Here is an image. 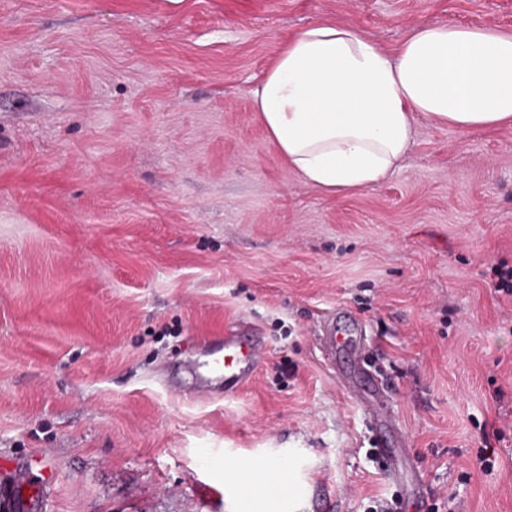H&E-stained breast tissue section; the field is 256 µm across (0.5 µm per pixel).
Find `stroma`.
I'll list each match as a JSON object with an SVG mask.
<instances>
[{
    "instance_id": "obj_1",
    "label": "stroma",
    "mask_w": 512,
    "mask_h": 512,
    "mask_svg": "<svg viewBox=\"0 0 512 512\" xmlns=\"http://www.w3.org/2000/svg\"><path fill=\"white\" fill-rule=\"evenodd\" d=\"M320 18L391 49L512 31V0H0V483L54 469L39 512H289L240 497L287 456L302 512H512V297L487 274L512 262V127L422 119L381 185L304 184L250 91ZM340 309L423 496L319 339ZM232 331L265 363L228 393L193 367ZM378 437L380 451L389 461L388 477L393 482L401 485L403 490H407L408 487L411 491H418L419 479L412 477L409 481L402 465L401 450L405 446L404 439L397 437L396 440L383 441L379 434Z\"/></svg>"
}]
</instances>
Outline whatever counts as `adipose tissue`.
<instances>
[{
	"instance_id": "ef3b65f1",
	"label": "adipose tissue",
	"mask_w": 512,
	"mask_h": 512,
	"mask_svg": "<svg viewBox=\"0 0 512 512\" xmlns=\"http://www.w3.org/2000/svg\"><path fill=\"white\" fill-rule=\"evenodd\" d=\"M251 99L301 180L355 192L399 168L418 119L462 131L512 126V32L424 25L387 51L320 19L289 36Z\"/></svg>"
}]
</instances>
